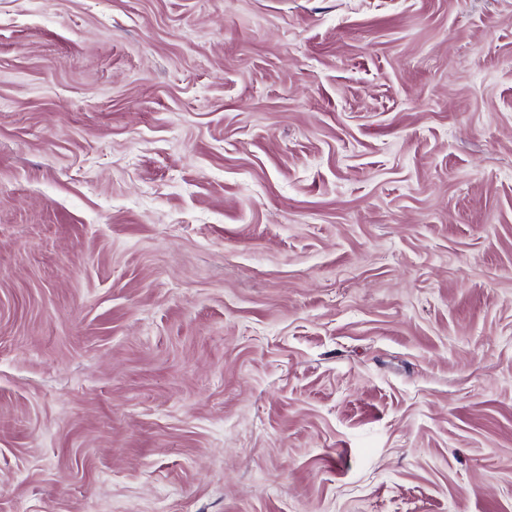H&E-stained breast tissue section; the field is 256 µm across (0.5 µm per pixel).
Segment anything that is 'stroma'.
<instances>
[{
    "mask_svg": "<svg viewBox=\"0 0 512 512\" xmlns=\"http://www.w3.org/2000/svg\"><path fill=\"white\" fill-rule=\"evenodd\" d=\"M512 512V0H0V512Z\"/></svg>",
    "mask_w": 512,
    "mask_h": 512,
    "instance_id": "stroma-1",
    "label": "stroma"
}]
</instances>
